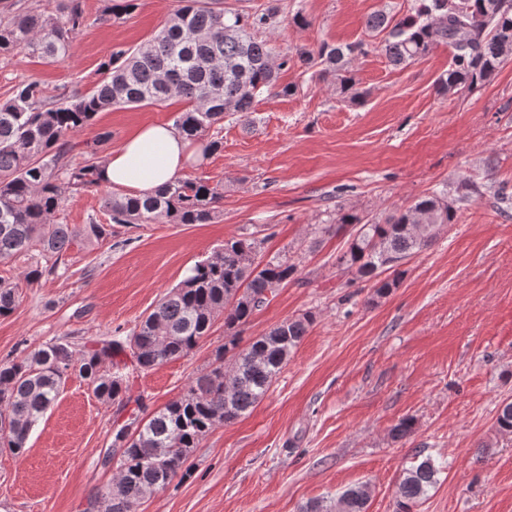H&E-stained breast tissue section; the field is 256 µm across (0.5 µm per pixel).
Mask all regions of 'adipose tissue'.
<instances>
[{"instance_id": "adipose-tissue-1", "label": "adipose tissue", "mask_w": 512, "mask_h": 512, "mask_svg": "<svg viewBox=\"0 0 512 512\" xmlns=\"http://www.w3.org/2000/svg\"><path fill=\"white\" fill-rule=\"evenodd\" d=\"M197 158L189 140L173 125L147 124L124 140L103 167L101 178L111 186L147 195Z\"/></svg>"}]
</instances>
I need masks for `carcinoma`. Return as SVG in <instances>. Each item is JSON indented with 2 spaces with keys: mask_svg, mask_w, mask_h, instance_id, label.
Listing matches in <instances>:
<instances>
[{
  "mask_svg": "<svg viewBox=\"0 0 512 512\" xmlns=\"http://www.w3.org/2000/svg\"><path fill=\"white\" fill-rule=\"evenodd\" d=\"M136 0H108L101 21L119 19ZM278 8L253 12L224 7L223 0H178L163 27L135 49H117L100 63L99 83L91 90L64 86L53 91L35 79L19 83L0 102V265L24 256L23 274L33 286L57 274L74 241L102 240L114 224H209L220 213L224 186L201 178L176 177L137 197L105 194V223L61 224L57 215L67 200L101 186L98 141H78L96 115L112 107L162 105L173 97L188 103L174 127L207 158L223 146L224 114L244 118L255 100L277 87L288 56L277 58L255 31L275 22ZM88 24L84 0H59L55 11L5 0L0 7V57L37 55L50 61L69 56L73 39ZM367 30L384 35L383 49L394 66L407 65L433 49L450 50L441 94L475 90L490 82L512 55V6L504 0H417L414 13L396 20L374 12ZM369 52V44H321L302 52L305 64L333 77L336 94L359 103L350 62ZM453 202L443 193L419 197L405 211L383 221L361 223L342 214L324 232L340 234L349 225L346 251L337 264L357 279L376 280L383 296L398 287L401 262L428 248L444 226L456 223ZM264 240L232 237L196 261L184 279L166 292L152 312L126 336L76 348L50 341L21 360L0 361V451L25 452L29 435L57 401L68 372L75 370L104 402L136 410L115 428L112 447L123 449L112 483L98 491L95 512H136L142 500L165 488L183 470L193 449L212 430L230 424L268 393L288 358L297 350L314 316L285 320L241 345L243 327L258 311L252 299L280 288L297 271L286 257L263 260ZM17 285L0 277V317L16 309ZM224 318V343L211 369L191 380L187 390L146 417L143 396L130 395L129 372L151 370L186 357ZM500 430L512 434V401L501 403ZM142 423L133 435L125 430ZM439 466L426 456L407 469L399 483L395 512H412L437 483ZM366 485L343 491L336 501L306 503L302 512H366Z\"/></svg>",
  "mask_w": 512,
  "mask_h": 512,
  "instance_id": "cac0c4a2",
  "label": "carcinoma"
}]
</instances>
